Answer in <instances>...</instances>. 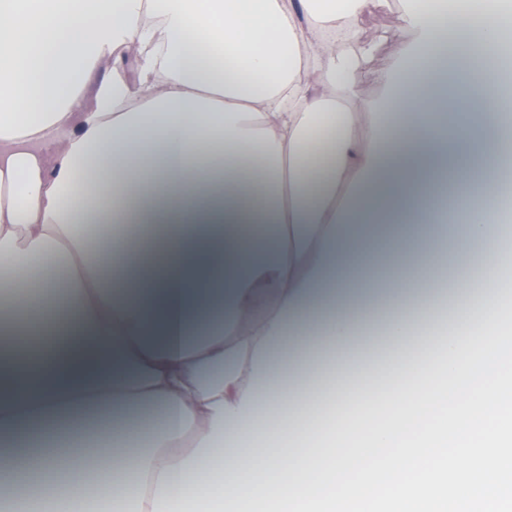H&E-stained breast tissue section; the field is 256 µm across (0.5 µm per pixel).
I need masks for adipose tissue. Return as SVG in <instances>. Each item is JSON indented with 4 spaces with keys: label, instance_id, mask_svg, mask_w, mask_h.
<instances>
[{
    "label": "adipose tissue",
    "instance_id": "ef3b65f1",
    "mask_svg": "<svg viewBox=\"0 0 512 512\" xmlns=\"http://www.w3.org/2000/svg\"><path fill=\"white\" fill-rule=\"evenodd\" d=\"M413 39L359 95L388 0H0V493L52 512L112 444L115 512H260L512 328V95L491 90L512 0H400ZM454 44L453 60L441 54ZM405 151L387 153L389 139ZM469 186L444 223L448 177ZM87 224H158L114 278ZM496 248L447 337L382 322L381 380L321 387L313 336L354 360L373 296L437 288L430 258Z\"/></svg>",
    "mask_w": 512,
    "mask_h": 512
}]
</instances>
